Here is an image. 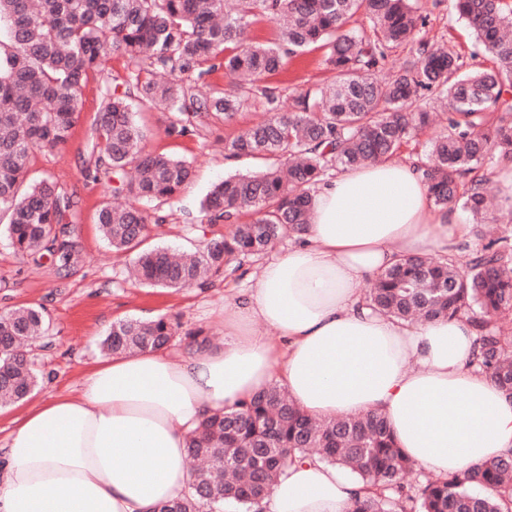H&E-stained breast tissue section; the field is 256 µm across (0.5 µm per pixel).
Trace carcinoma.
I'll use <instances>...</instances> for the list:
<instances>
[{
  "mask_svg": "<svg viewBox=\"0 0 512 512\" xmlns=\"http://www.w3.org/2000/svg\"><path fill=\"white\" fill-rule=\"evenodd\" d=\"M495 61L464 70L450 46L420 37L426 17L416 0H0V223L21 257L47 260L70 275L79 246L69 227L74 194L50 178L32 180L36 149L64 146L82 112V93L105 58L123 57L94 121L93 165L86 176L112 175L113 193L134 200L101 206L97 224L118 253L133 255L137 279L156 288L201 286L228 277L242 259L261 257L304 231L312 192L332 172L388 161L430 122L429 109L448 102L443 132L431 138L420 170L434 209L460 208L476 224H499L484 193L487 175L512 165V0H453ZM360 13L372 35L348 27ZM265 19L277 24L270 41L249 37ZM412 59L390 79L374 74L398 45ZM324 52L335 81L282 106L266 83L299 56ZM222 70V90L203 92ZM252 100L264 120L224 141L233 158L270 160L263 170L214 184L201 202L209 223L237 219L228 233L176 257L147 244L148 209L179 194L193 179L190 162L146 151L138 110L169 114V137L207 141L209 120L232 123ZM486 243L464 261L409 256L376 276L368 306L411 322L477 315L473 366L512 401V235L485 231ZM44 309L0 314V405L25 399L37 376L25 344L47 333ZM176 326L166 316L112 325L101 342L108 355L167 347ZM187 458L206 463L183 497L159 512H245L266 499L288 464L318 458L349 468L365 485L349 512H512V451L444 479L406 482L416 463L399 448L386 416L370 411L317 421L281 384L205 418L187 440Z\"/></svg>",
  "mask_w": 512,
  "mask_h": 512,
  "instance_id": "obj_1",
  "label": "carcinoma"
}]
</instances>
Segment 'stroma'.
<instances>
[{
    "label": "stroma",
    "mask_w": 512,
    "mask_h": 512,
    "mask_svg": "<svg viewBox=\"0 0 512 512\" xmlns=\"http://www.w3.org/2000/svg\"><path fill=\"white\" fill-rule=\"evenodd\" d=\"M419 7L427 18L422 30L425 38L447 40L463 56L466 67L491 65L489 55L473 56L474 41L458 19L452 0H419ZM126 68V59L113 57L104 62L101 70L91 74L84 89L83 110L68 143L53 151L34 152L28 163L30 176L51 177L78 199L71 217L74 236L81 246V261L76 271L67 279H57L48 262L37 265L20 257L9 240L0 235V311L40 305L50 320L46 337L32 352L41 380L29 401L75 389L100 360L98 343L115 322L167 316L178 325L170 344L175 351L184 348V335L189 331L223 336L225 305L233 292L252 286V275L260 264L256 258L244 260L240 273L217 278L207 288H149L128 279L129 256L112 251L95 222V213L103 202L121 207L127 200L113 195L111 182L95 181L85 175L102 90L111 84L113 75L125 73ZM331 77L323 51L314 50L293 62L288 71L270 77L269 82L282 89L283 103L288 106L293 91L317 90ZM262 117L261 107L249 104L240 111L234 124L213 123L208 143L202 146L193 138L166 136V113L141 112L140 121L150 130L147 150L191 160L195 168L192 182L173 199L160 204L165 222L151 229L150 244L189 251L203 238L225 233V225L206 223L200 201L224 176L258 168V160L227 157L224 142L239 128Z\"/></svg>",
    "instance_id": "stroma-1"
}]
</instances>
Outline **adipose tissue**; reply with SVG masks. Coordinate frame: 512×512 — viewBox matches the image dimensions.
I'll return each instance as SVG.
<instances>
[{"instance_id":"1","label":"adipose tissue","mask_w":512,"mask_h":512,"mask_svg":"<svg viewBox=\"0 0 512 512\" xmlns=\"http://www.w3.org/2000/svg\"><path fill=\"white\" fill-rule=\"evenodd\" d=\"M467 233L456 210L433 209L410 161L319 185L300 241L225 306L223 343L101 360L79 389L16 419L0 444V512H152L193 481L189 432L275 380L315 419L382 411L399 447L437 477L500 457L512 449V402L470 365L472 318L410 325L366 308L358 287ZM360 491L348 470L308 460L289 465L260 508L349 512Z\"/></svg>"}]
</instances>
